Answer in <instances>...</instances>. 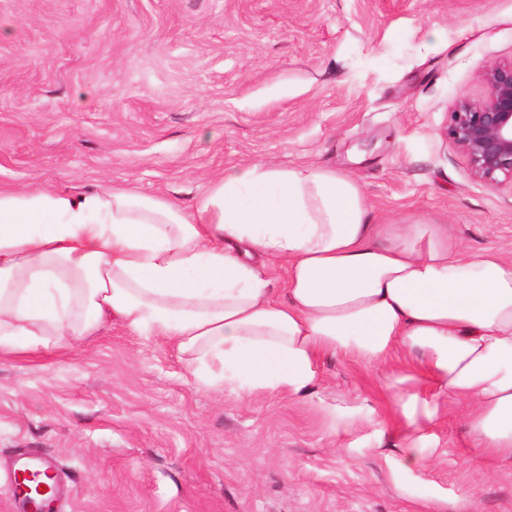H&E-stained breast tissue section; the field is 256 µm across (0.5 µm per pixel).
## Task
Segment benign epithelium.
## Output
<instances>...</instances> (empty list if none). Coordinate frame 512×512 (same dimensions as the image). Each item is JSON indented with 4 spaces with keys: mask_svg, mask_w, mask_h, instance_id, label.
<instances>
[{
    "mask_svg": "<svg viewBox=\"0 0 512 512\" xmlns=\"http://www.w3.org/2000/svg\"><path fill=\"white\" fill-rule=\"evenodd\" d=\"M482 79L485 97L458 99L445 134L475 178L492 188H512V60L489 64Z\"/></svg>",
    "mask_w": 512,
    "mask_h": 512,
    "instance_id": "1",
    "label": "benign epithelium"
}]
</instances>
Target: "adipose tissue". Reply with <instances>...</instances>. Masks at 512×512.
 <instances>
[{
  "instance_id": "ef3b65f1",
  "label": "adipose tissue",
  "mask_w": 512,
  "mask_h": 512,
  "mask_svg": "<svg viewBox=\"0 0 512 512\" xmlns=\"http://www.w3.org/2000/svg\"><path fill=\"white\" fill-rule=\"evenodd\" d=\"M115 323L165 338L217 392L309 396L321 357L345 355L381 370L402 468L424 463L445 399L484 455L512 460V257L464 251L444 224L372 223L334 168L232 166L187 207L1 187L0 355Z\"/></svg>"
}]
</instances>
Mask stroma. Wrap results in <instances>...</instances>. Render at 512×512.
I'll list each match as a JSON object with an SVG mask.
<instances>
[{"mask_svg":"<svg viewBox=\"0 0 512 512\" xmlns=\"http://www.w3.org/2000/svg\"><path fill=\"white\" fill-rule=\"evenodd\" d=\"M512 58V0H0V186H131L184 205L226 167L333 166L373 223L451 225L512 256V189L445 135ZM306 398L198 385L120 325L0 357V512L16 459H56L51 512H512V461L453 402L426 467L401 470L375 369L325 357ZM383 428L363 424L364 416Z\"/></svg>","mask_w":512,"mask_h":512,"instance_id":"1","label":"stroma"}]
</instances>
